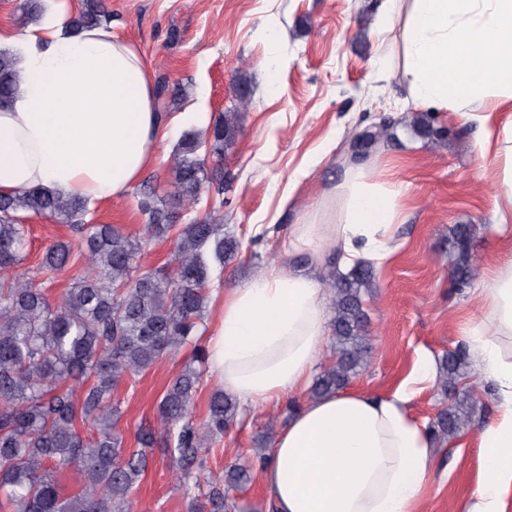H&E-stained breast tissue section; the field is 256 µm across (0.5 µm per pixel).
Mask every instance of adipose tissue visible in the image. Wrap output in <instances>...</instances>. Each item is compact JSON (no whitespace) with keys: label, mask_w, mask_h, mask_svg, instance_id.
Returning a JSON list of instances; mask_svg holds the SVG:
<instances>
[{"label":"adipose tissue","mask_w":512,"mask_h":512,"mask_svg":"<svg viewBox=\"0 0 512 512\" xmlns=\"http://www.w3.org/2000/svg\"><path fill=\"white\" fill-rule=\"evenodd\" d=\"M68 0L54 16L16 33L17 91L0 109V194L44 188L105 203L123 196L170 134L155 109L145 55L104 27L70 35ZM405 74L415 102L453 108L502 146L494 231L512 240V0H412ZM339 214L323 208L292 225L283 250L304 267L275 265L226 289L208 363L224 392L260 407L300 399L329 333L328 257L340 271L389 260L398 199L406 189L355 166L337 185ZM484 312L468 334L497 386L498 414L477 434L482 477L465 512H505L512 495V258L488 274ZM419 352L389 394L343 390L302 401L259 469L275 512H417L433 442L410 411L435 378Z\"/></svg>","instance_id":"1"}]
</instances>
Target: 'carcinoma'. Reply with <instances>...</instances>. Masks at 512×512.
Instances as JSON below:
<instances>
[{
	"mask_svg": "<svg viewBox=\"0 0 512 512\" xmlns=\"http://www.w3.org/2000/svg\"><path fill=\"white\" fill-rule=\"evenodd\" d=\"M106 20L101 0H85L67 22L77 34ZM16 90L14 59L0 53V105ZM186 88L156 84V105L184 95ZM424 138L439 140L444 131L421 116L415 120ZM240 133L238 113L230 108L205 133H182L172 155V191L160 203L145 192L143 237L134 238L112 224H88L86 201L41 189L0 195V496L12 512H131L134 490L148 466V449L166 448L172 472L187 498V512H229L226 489L248 481L250 467L231 465L224 475L205 473L201 451L224 436L237 415V403L221 389L209 397L201 424L193 420L201 385L199 365L207 353L197 345L204 325L212 279L210 262L224 267L239 254L240 243L211 217L175 223V214L199 203L204 185L224 193V171L207 168L197 155L201 143L216 160L224 157ZM43 215L68 224L74 242L50 245L36 272L16 271L25 260L29 230L23 214ZM474 228L458 224L450 244L455 255L452 277L468 284L475 264L470 249ZM174 238L171 266L163 273L140 271L145 243ZM69 287L50 300L47 285L75 265ZM326 280L334 312L333 355L312 384L319 398L345 388L366 364L369 353L363 294L374 285L369 263L348 272L330 261ZM186 345L193 361L167 387L158 406L161 432L143 428L137 448L124 447L119 431L120 403L114 393L121 382L136 380L162 358ZM466 353L448 354V384H454ZM471 408L459 400L441 411L430 430L454 434L469 419ZM95 430L83 436L79 425ZM75 466L84 485L66 492L63 470Z\"/></svg>",
	"mask_w": 512,
	"mask_h": 512,
	"instance_id": "1",
	"label": "carcinoma"
}]
</instances>
